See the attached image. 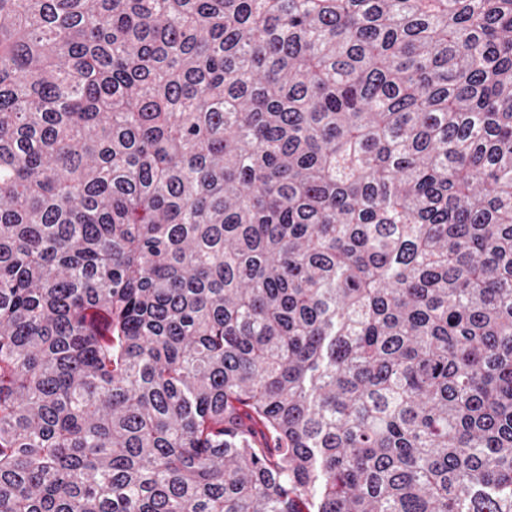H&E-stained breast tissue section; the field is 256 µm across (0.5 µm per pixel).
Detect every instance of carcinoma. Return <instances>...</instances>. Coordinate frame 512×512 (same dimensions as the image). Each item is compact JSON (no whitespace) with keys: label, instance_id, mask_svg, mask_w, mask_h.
Listing matches in <instances>:
<instances>
[{"label":"carcinoma","instance_id":"cac0c4a2","mask_svg":"<svg viewBox=\"0 0 512 512\" xmlns=\"http://www.w3.org/2000/svg\"><path fill=\"white\" fill-rule=\"evenodd\" d=\"M0 512H512V0H0Z\"/></svg>","mask_w":512,"mask_h":512}]
</instances>
